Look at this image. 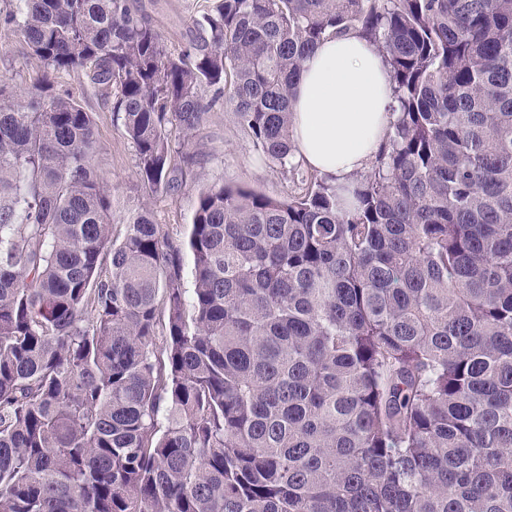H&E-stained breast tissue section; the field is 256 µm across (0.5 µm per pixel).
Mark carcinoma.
<instances>
[{"label":"carcinoma","mask_w":512,"mask_h":512,"mask_svg":"<svg viewBox=\"0 0 512 512\" xmlns=\"http://www.w3.org/2000/svg\"><path fill=\"white\" fill-rule=\"evenodd\" d=\"M196 25L175 53L129 0H0L44 66L0 79V512H512V0H216ZM350 31L397 103L353 206L220 183L182 240L146 208L114 235L58 74L113 93L158 194L208 88L288 160L294 80Z\"/></svg>","instance_id":"carcinoma-1"}]
</instances>
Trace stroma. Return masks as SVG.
Returning a JSON list of instances; mask_svg holds the SVG:
<instances>
[{
  "instance_id": "35a3bbf8",
  "label": "stroma",
  "mask_w": 512,
  "mask_h": 512,
  "mask_svg": "<svg viewBox=\"0 0 512 512\" xmlns=\"http://www.w3.org/2000/svg\"><path fill=\"white\" fill-rule=\"evenodd\" d=\"M207 0H130L143 10L171 50L190 47L199 32L194 24ZM43 74L40 61L31 54L17 34L0 32V77L28 87ZM61 88L67 89L95 122L98 148L94 161L112 188V222L120 225L127 215L148 207L155 223L165 225L172 236L189 232L199 194L215 183L233 184L268 195L297 193L313 172L296 160L279 162L266 157L241 126L225 94L209 89L205 97L211 107L190 138L192 162L174 190L152 196L139 180L136 150L123 128L121 114L112 110L101 89L93 87L85 75L61 74Z\"/></svg>"
}]
</instances>
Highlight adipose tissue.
<instances>
[{"label": "adipose tissue", "mask_w": 512, "mask_h": 512, "mask_svg": "<svg viewBox=\"0 0 512 512\" xmlns=\"http://www.w3.org/2000/svg\"><path fill=\"white\" fill-rule=\"evenodd\" d=\"M395 106L385 60L365 37L348 32L324 39L295 87L296 157L331 183L349 185L385 143Z\"/></svg>", "instance_id": "obj_1"}]
</instances>
